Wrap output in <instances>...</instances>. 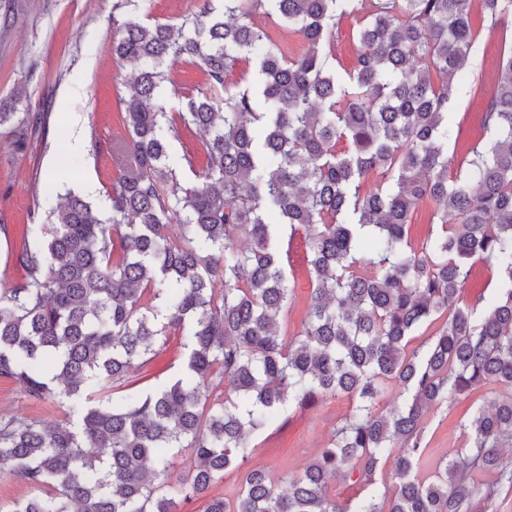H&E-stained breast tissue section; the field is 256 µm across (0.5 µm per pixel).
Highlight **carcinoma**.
<instances>
[{
	"label": "carcinoma",
	"instance_id": "obj_1",
	"mask_svg": "<svg viewBox=\"0 0 512 512\" xmlns=\"http://www.w3.org/2000/svg\"><path fill=\"white\" fill-rule=\"evenodd\" d=\"M476 5L495 24L512 16V0H369L364 14L359 0H204L178 25L148 24L139 0H117L112 52L134 78L119 98L112 223L65 190L27 225L24 280L0 289V377L65 412L53 425L0 414V464L35 492L13 512H176L241 466L284 407L338 395L351 409L302 472L247 470L234 501L203 512H491L512 488V48L485 76L490 138L457 163L448 105L466 89ZM259 11L308 49L289 56ZM352 16L359 51L340 73L327 58ZM183 56L206 88L174 119L164 64ZM245 58L256 87L228 85ZM177 119L203 136L193 184L169 157ZM6 125L24 154L49 115L0 106ZM426 200L441 232L415 244L410 217ZM475 261L499 288L467 304ZM297 263L308 315L286 341ZM172 335L190 347L182 374L126 393ZM214 378L222 398L206 391ZM393 383L405 397L382 409ZM488 386L505 393L476 409L466 458L421 478L427 415ZM183 451L193 468L171 483ZM389 460L391 484L376 478ZM483 471L497 480L474 477ZM337 476L362 487L344 505L329 493Z\"/></svg>",
	"mask_w": 512,
	"mask_h": 512
}]
</instances>
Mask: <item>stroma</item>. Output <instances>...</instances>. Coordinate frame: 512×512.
<instances>
[{
	"label": "stroma",
	"mask_w": 512,
	"mask_h": 512,
	"mask_svg": "<svg viewBox=\"0 0 512 512\" xmlns=\"http://www.w3.org/2000/svg\"><path fill=\"white\" fill-rule=\"evenodd\" d=\"M116 0H0V101L16 103L21 112L49 113L46 142L21 155L9 137L0 136V285L20 282L24 269L14 254L21 247L22 229L47 186L84 190L95 212L112 214L111 185L118 173L112 143L124 129L117 118L118 99L133 72L112 53ZM471 55L492 63L512 47V17L498 24L484 22ZM167 72L177 92L171 112L182 110V97L204 88V75L195 60L169 61ZM466 94L448 110L459 135L448 145L456 160L469 159L471 150L488 135L482 126L486 92L478 70L469 69ZM181 337H170L155 359L137 372L133 389L144 392L172 381L184 361ZM483 391L453 406L431 412L423 424L425 450L420 473L430 476L440 462L466 444V427ZM350 401L329 397L310 408L291 407L280 426L256 432L250 442L248 467L275 474L300 472L308 459L330 438ZM0 412L26 415L45 424L60 421L57 405L34 403L17 382L0 378Z\"/></svg>",
	"instance_id": "35a3bbf8"
}]
</instances>
